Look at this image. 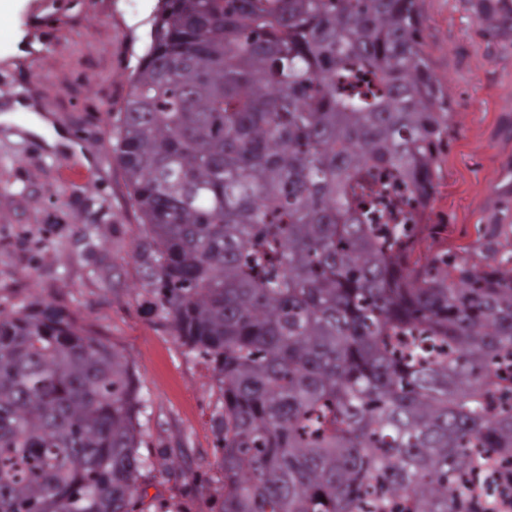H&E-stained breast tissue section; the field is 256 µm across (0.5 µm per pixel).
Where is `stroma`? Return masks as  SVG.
<instances>
[{
  "label": "stroma",
  "instance_id": "stroma-1",
  "mask_svg": "<svg viewBox=\"0 0 512 512\" xmlns=\"http://www.w3.org/2000/svg\"><path fill=\"white\" fill-rule=\"evenodd\" d=\"M448 107L423 256L512 250V0H418ZM157 0H0V311L47 303L130 359L147 401L140 494L153 512H212L221 458L213 369L160 312L112 128ZM22 102L26 111L13 112ZM65 146L52 147L37 119Z\"/></svg>",
  "mask_w": 512,
  "mask_h": 512
}]
</instances>
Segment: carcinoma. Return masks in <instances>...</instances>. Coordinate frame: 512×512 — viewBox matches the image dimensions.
<instances>
[{"label":"carcinoma","instance_id":"cac0c4a2","mask_svg":"<svg viewBox=\"0 0 512 512\" xmlns=\"http://www.w3.org/2000/svg\"><path fill=\"white\" fill-rule=\"evenodd\" d=\"M418 0H160L112 128L159 308L222 392L218 512H497L512 251L426 262L448 113ZM129 358L0 313V512H134Z\"/></svg>","mask_w":512,"mask_h":512}]
</instances>
